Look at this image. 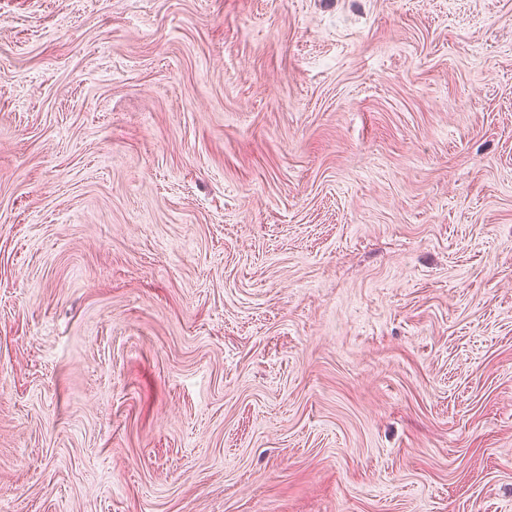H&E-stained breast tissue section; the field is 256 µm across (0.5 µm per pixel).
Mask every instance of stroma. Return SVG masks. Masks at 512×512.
Instances as JSON below:
<instances>
[{
  "label": "stroma",
  "mask_w": 512,
  "mask_h": 512,
  "mask_svg": "<svg viewBox=\"0 0 512 512\" xmlns=\"http://www.w3.org/2000/svg\"><path fill=\"white\" fill-rule=\"evenodd\" d=\"M0 512H512V0H0Z\"/></svg>",
  "instance_id": "1"
}]
</instances>
